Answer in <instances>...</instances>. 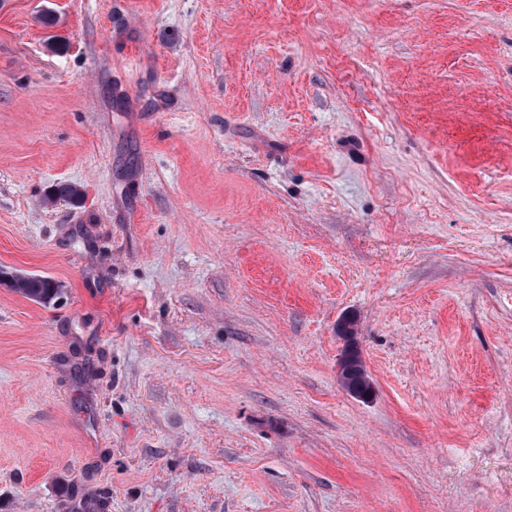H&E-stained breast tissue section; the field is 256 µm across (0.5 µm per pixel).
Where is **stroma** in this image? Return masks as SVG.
Returning <instances> with one entry per match:
<instances>
[{
  "label": "stroma",
  "mask_w": 512,
  "mask_h": 512,
  "mask_svg": "<svg viewBox=\"0 0 512 512\" xmlns=\"http://www.w3.org/2000/svg\"><path fill=\"white\" fill-rule=\"evenodd\" d=\"M0 268V512H512V0H0ZM27 278L21 279V283L18 287L9 286L14 288L24 297L43 303L51 304L54 302L60 292V285L53 282L52 288H50V282L54 281L49 277L41 275H25ZM353 321L351 319H344L340 325L341 333L345 340V347L342 351L340 361L338 364V377L341 383L342 388L351 396L359 398V399H368L373 392V385L370 383L369 387H365L362 390H352L351 393L348 389L343 387V382L347 381V377L351 374L354 369V359L361 358V355L358 352L357 343L355 340L354 332H353Z\"/></svg>",
  "instance_id": "1"
}]
</instances>
